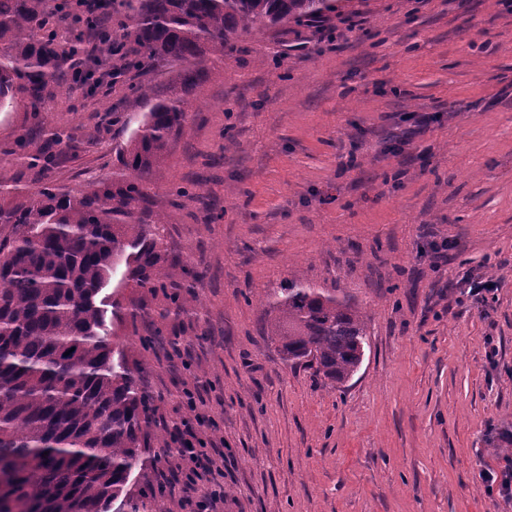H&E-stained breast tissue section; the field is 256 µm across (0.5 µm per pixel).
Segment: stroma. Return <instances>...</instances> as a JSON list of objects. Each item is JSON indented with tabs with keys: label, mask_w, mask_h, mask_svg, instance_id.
Listing matches in <instances>:
<instances>
[{
	"label": "stroma",
	"mask_w": 512,
	"mask_h": 512,
	"mask_svg": "<svg viewBox=\"0 0 512 512\" xmlns=\"http://www.w3.org/2000/svg\"><path fill=\"white\" fill-rule=\"evenodd\" d=\"M199 113L152 178L170 257L205 272L181 355L115 324L159 420L201 366L202 436L224 442L218 512H512L479 474L512 469V9L502 0H336L322 25L241 35L207 62ZM108 96L0 109V145L92 130L42 176L0 155V203L112 174ZM233 147H225V133ZM190 187L172 200L169 188ZM300 270L367 312L354 377L282 364L257 298ZM488 282L469 296L467 277Z\"/></svg>",
	"instance_id": "1"
}]
</instances>
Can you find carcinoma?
Returning a JSON list of instances; mask_svg holds the SVG:
<instances>
[{"label":"carcinoma","mask_w":512,"mask_h":512,"mask_svg":"<svg viewBox=\"0 0 512 512\" xmlns=\"http://www.w3.org/2000/svg\"><path fill=\"white\" fill-rule=\"evenodd\" d=\"M335 0H102L100 13L70 23L58 36L49 0H0V104L21 94L41 112L55 87L81 84L95 95L88 45L98 35L122 67L116 75L169 68L164 96L131 83L144 108L135 122L112 109L104 119L122 135L112 177L73 191L44 184L26 201L0 205V512H178L173 492L138 485L141 438L156 423L162 395L141 384L112 340V318L150 319L144 351L184 340L169 324L201 304L204 273L188 257L181 274L166 266L151 177L172 139L194 120L186 96L199 85L206 57H224L240 33L308 25ZM137 126H132V123ZM74 132L57 127L32 150L29 134L0 149L48 174ZM124 264V287L162 294L150 312L117 293L100 296ZM263 333L281 360L304 362L330 383L355 375L367 345V318L348 299L311 287L294 271L265 294ZM73 353L66 354V351ZM189 420L165 424L157 456L181 458L175 433Z\"/></svg>","instance_id":"cac0c4a2"}]
</instances>
